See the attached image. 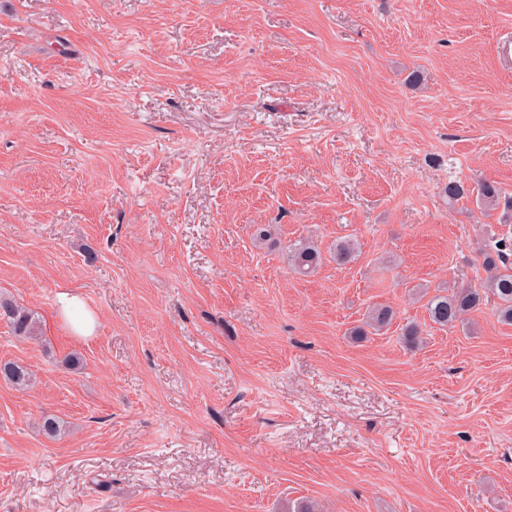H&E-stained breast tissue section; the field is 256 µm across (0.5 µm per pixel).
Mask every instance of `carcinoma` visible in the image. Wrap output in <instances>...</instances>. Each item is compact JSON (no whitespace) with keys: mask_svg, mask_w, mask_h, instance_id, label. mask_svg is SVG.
<instances>
[{"mask_svg":"<svg viewBox=\"0 0 512 512\" xmlns=\"http://www.w3.org/2000/svg\"><path fill=\"white\" fill-rule=\"evenodd\" d=\"M471 188L462 181L453 180L444 187L448 202L453 203L466 196ZM477 194L484 205H499V189L491 183H483ZM358 244L352 238L336 242L330 258L338 265H346L355 259ZM512 251V239L491 234L484 246L480 248L482 267L488 273L485 284L480 289L465 288L451 295H435L426 304L431 322L451 329L463 321L464 316L480 308L489 297L497 299L500 317L512 322V268L509 267V252ZM288 264L301 274L314 271L322 262V255L309 240H298L288 245ZM394 319L393 309L381 306L372 309L365 322V328L353 331L356 336H363L367 330L380 332L390 326ZM4 322L13 335L24 340H38L42 336V325L38 315L32 310L0 296V322ZM0 378L17 390H27L33 385V373L24 364L7 361L0 363Z\"/></svg>","mask_w":512,"mask_h":512,"instance_id":"cac0c4a2","label":"carcinoma"}]
</instances>
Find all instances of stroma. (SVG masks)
Here are the masks:
<instances>
[{
  "label": "stroma",
  "mask_w": 512,
  "mask_h": 512,
  "mask_svg": "<svg viewBox=\"0 0 512 512\" xmlns=\"http://www.w3.org/2000/svg\"><path fill=\"white\" fill-rule=\"evenodd\" d=\"M508 34L512 0H0V295L43 327L0 323L35 374L0 380V512H512V324L417 296L506 221ZM288 264L301 274L314 271L322 262V255L310 240H298L288 245ZM58 304L59 311L68 321L76 336L86 338L93 335L97 326V319L79 296L69 292L60 293ZM1 321L20 339L36 341L42 336L41 320L35 312L0 296Z\"/></svg>",
  "instance_id": "obj_1"
}]
</instances>
